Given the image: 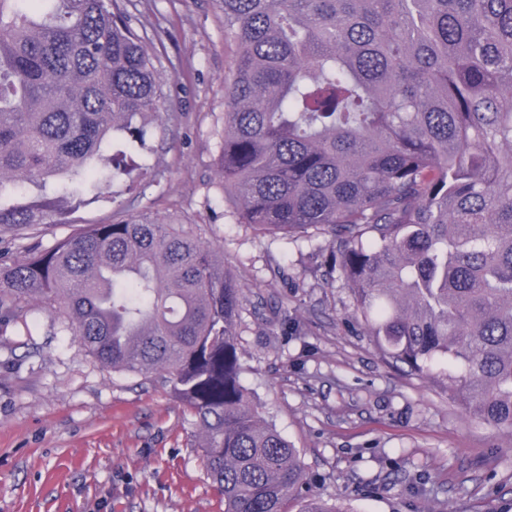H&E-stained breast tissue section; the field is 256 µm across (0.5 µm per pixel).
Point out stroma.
Returning <instances> with one entry per match:
<instances>
[{
	"label": "stroma",
	"mask_w": 512,
	"mask_h": 512,
	"mask_svg": "<svg viewBox=\"0 0 512 512\" xmlns=\"http://www.w3.org/2000/svg\"><path fill=\"white\" fill-rule=\"evenodd\" d=\"M169 98L149 174L65 224L0 234V263L127 212L215 243L245 288L242 382L299 448L306 494L344 512H512V436L464 418L443 384L385 358L352 318L324 237L262 236L227 217L218 167L224 41L218 0H128ZM0 329V512H224L192 415L159 376L115 373L41 304Z\"/></svg>",
	"instance_id": "obj_1"
}]
</instances>
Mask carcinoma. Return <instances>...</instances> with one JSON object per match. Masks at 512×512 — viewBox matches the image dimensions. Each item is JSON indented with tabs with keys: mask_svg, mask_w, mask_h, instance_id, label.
Instances as JSON below:
<instances>
[{
	"mask_svg": "<svg viewBox=\"0 0 512 512\" xmlns=\"http://www.w3.org/2000/svg\"><path fill=\"white\" fill-rule=\"evenodd\" d=\"M238 50L218 132L238 224L335 249L385 356L512 435V0H221ZM124 0H0V229L66 224L167 131ZM245 298L216 249L149 213L0 265V312L52 306L98 362L160 374L224 512H288L300 451L241 382ZM300 512H339L320 497Z\"/></svg>",
	"mask_w": 512,
	"mask_h": 512,
	"instance_id": "1",
	"label": "carcinoma"
}]
</instances>
